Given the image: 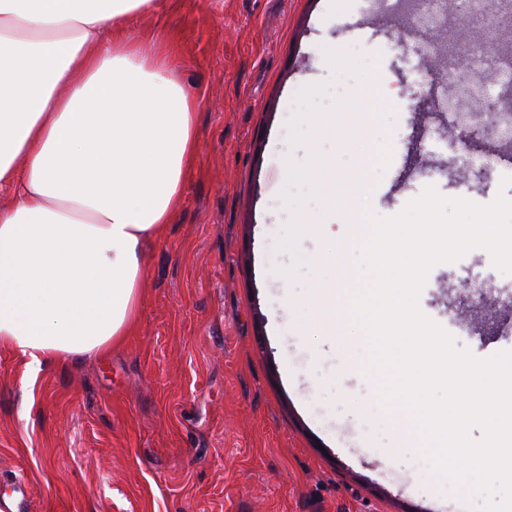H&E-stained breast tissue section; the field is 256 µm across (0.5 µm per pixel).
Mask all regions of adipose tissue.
Here are the masks:
<instances>
[{
  "mask_svg": "<svg viewBox=\"0 0 512 512\" xmlns=\"http://www.w3.org/2000/svg\"><path fill=\"white\" fill-rule=\"evenodd\" d=\"M163 0H0V347L31 374L127 335L199 151L198 102L113 34ZM362 98L318 128L367 136Z\"/></svg>",
  "mask_w": 512,
  "mask_h": 512,
  "instance_id": "adipose-tissue-1",
  "label": "adipose tissue"
}]
</instances>
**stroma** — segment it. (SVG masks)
Returning <instances> with one entry per match:
<instances>
[{"label": "stroma", "instance_id": "stroma-1", "mask_svg": "<svg viewBox=\"0 0 512 512\" xmlns=\"http://www.w3.org/2000/svg\"><path fill=\"white\" fill-rule=\"evenodd\" d=\"M447 2L433 27L427 0H392L367 30L364 0H164L121 23L198 99L199 154L123 341L34 377L0 348V498L21 477L28 512H480L481 499L401 448L377 381L348 350L363 330L320 311L314 289L333 279L339 244L316 227L343 216L315 182L288 181L289 163L315 150L340 171L359 164L368 144L341 146L316 118L375 88L372 134L386 151L363 212L396 215L429 186L479 205L512 200V177L471 165L512 153V120L493 101L512 97L500 78L512 0L493 33L477 11L458 25ZM421 40L439 45L428 71L413 52ZM335 41L359 66L319 65ZM302 212L312 230H300ZM477 281L497 303L490 328L466 305ZM506 290L512 274L478 247L430 270L419 307L487 358L512 351Z\"/></svg>", "mask_w": 512, "mask_h": 512}]
</instances>
